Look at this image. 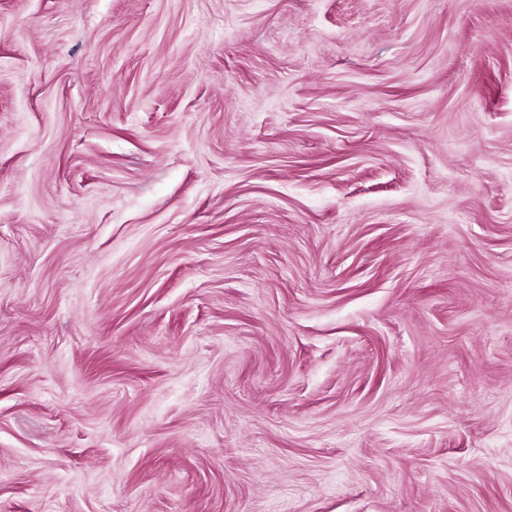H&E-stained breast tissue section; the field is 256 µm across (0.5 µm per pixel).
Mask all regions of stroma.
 Returning a JSON list of instances; mask_svg holds the SVG:
<instances>
[{
  "mask_svg": "<svg viewBox=\"0 0 512 512\" xmlns=\"http://www.w3.org/2000/svg\"><path fill=\"white\" fill-rule=\"evenodd\" d=\"M0 512H512V0H0Z\"/></svg>",
  "mask_w": 512,
  "mask_h": 512,
  "instance_id": "35a3bbf8",
  "label": "stroma"
}]
</instances>
